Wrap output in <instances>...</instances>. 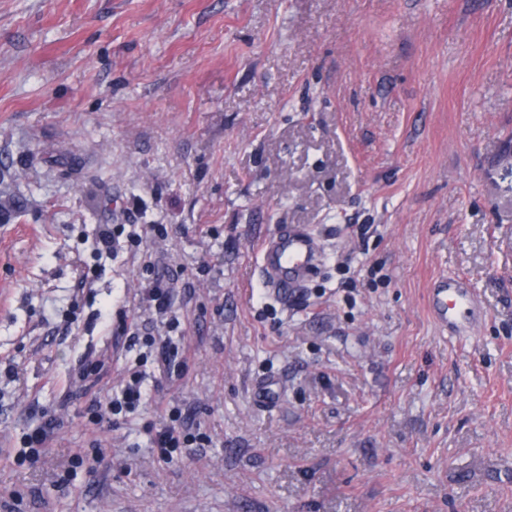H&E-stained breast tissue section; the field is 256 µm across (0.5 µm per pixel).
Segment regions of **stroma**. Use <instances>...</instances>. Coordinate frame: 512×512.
Here are the masks:
<instances>
[{"mask_svg":"<svg viewBox=\"0 0 512 512\" xmlns=\"http://www.w3.org/2000/svg\"><path fill=\"white\" fill-rule=\"evenodd\" d=\"M103 224L168 227L179 379L102 317L140 283ZM285 226L323 261L281 300ZM0 512H512V0H0ZM317 260L313 237L296 228H282L265 238L258 248L262 283L285 300L291 288H297ZM476 307V299L459 279H448L437 288L431 298V308L448 333L460 339H470L475 323L469 318ZM145 380L140 372H132L119 393L116 392L115 396L112 395L103 403L99 400L93 404L91 420L95 424H100L104 420L111 423L112 415L119 414L124 409L132 410L138 407L147 395Z\"/></svg>","mask_w":512,"mask_h":512,"instance_id":"35a3bbf8","label":"stroma"}]
</instances>
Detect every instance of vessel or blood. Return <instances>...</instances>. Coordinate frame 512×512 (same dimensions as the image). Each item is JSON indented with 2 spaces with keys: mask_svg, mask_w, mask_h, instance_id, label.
Segmentation results:
<instances>
[{
  "mask_svg": "<svg viewBox=\"0 0 512 512\" xmlns=\"http://www.w3.org/2000/svg\"><path fill=\"white\" fill-rule=\"evenodd\" d=\"M317 260L313 237L296 228H282L265 238L258 248V265L262 283L280 298H287L298 287ZM476 299L463 282L451 279L435 290L431 308L449 334L462 339L475 332L472 314Z\"/></svg>",
  "mask_w": 512,
  "mask_h": 512,
  "instance_id": "obj_1",
  "label": "vessel or blood"
}]
</instances>
